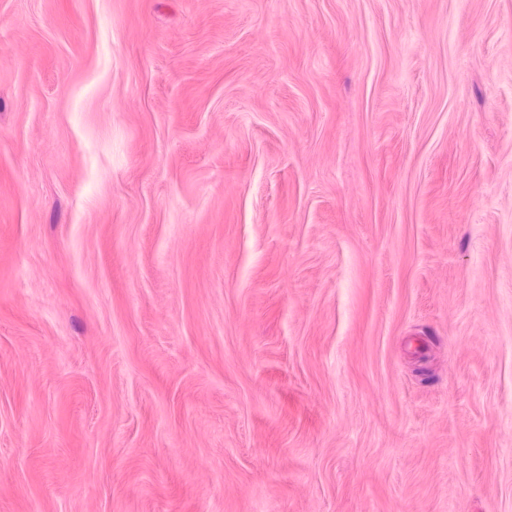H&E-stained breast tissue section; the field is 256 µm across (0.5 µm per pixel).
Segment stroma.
<instances>
[{"instance_id": "stroma-1", "label": "stroma", "mask_w": 512, "mask_h": 512, "mask_svg": "<svg viewBox=\"0 0 512 512\" xmlns=\"http://www.w3.org/2000/svg\"><path fill=\"white\" fill-rule=\"evenodd\" d=\"M0 512H512V0H0Z\"/></svg>"}]
</instances>
